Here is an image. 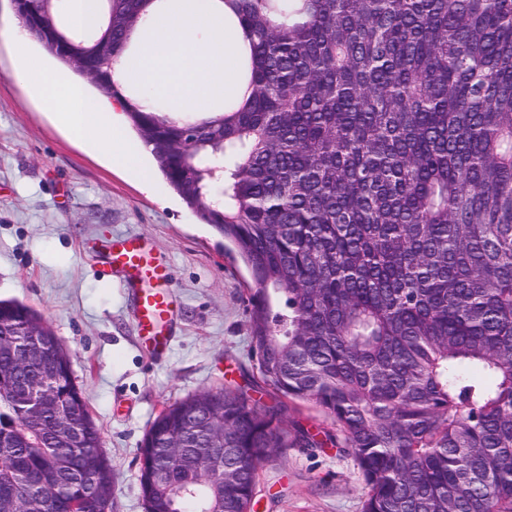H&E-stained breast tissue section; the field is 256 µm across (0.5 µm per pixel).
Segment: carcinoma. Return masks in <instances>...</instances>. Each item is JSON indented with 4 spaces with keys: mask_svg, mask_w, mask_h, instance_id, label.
<instances>
[{
    "mask_svg": "<svg viewBox=\"0 0 512 512\" xmlns=\"http://www.w3.org/2000/svg\"><path fill=\"white\" fill-rule=\"evenodd\" d=\"M103 2L85 31L26 0L27 31L121 103L245 264L259 384L334 421L295 441L352 453L363 512H512V0H224L250 42L248 96L196 120L145 112L113 79L152 0ZM30 328L41 355L23 364ZM0 333V512H108L114 475L69 355L11 300ZM46 375L75 408L65 427L11 395ZM221 423L222 489L199 467ZM285 446L273 406L180 400L142 443L145 512H249Z\"/></svg>",
    "mask_w": 512,
    "mask_h": 512,
    "instance_id": "obj_1",
    "label": "carcinoma"
}]
</instances>
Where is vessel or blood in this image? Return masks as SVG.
I'll list each match as a JSON object with an SVG mask.
<instances>
[{"instance_id":"vessel-or-blood-1","label":"vessel or blood","mask_w":512,"mask_h":512,"mask_svg":"<svg viewBox=\"0 0 512 512\" xmlns=\"http://www.w3.org/2000/svg\"><path fill=\"white\" fill-rule=\"evenodd\" d=\"M106 259L137 296V322L146 348L164 355L175 315L170 268L154 256L150 241L140 236L114 239L106 248Z\"/></svg>"}]
</instances>
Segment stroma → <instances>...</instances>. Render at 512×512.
<instances>
[{"label": "stroma", "mask_w": 512, "mask_h": 512, "mask_svg": "<svg viewBox=\"0 0 512 512\" xmlns=\"http://www.w3.org/2000/svg\"><path fill=\"white\" fill-rule=\"evenodd\" d=\"M21 27L13 0H0V300L34 309L68 351L114 471L110 512H145L140 446L156 416L200 391L255 394L249 273L162 175L144 185L59 126L15 75L3 35ZM123 235L148 238L172 271L175 332L160 357L105 263L106 243ZM280 418L288 433L333 427L310 401H283ZM365 496L339 448H281L259 469L254 512H362Z\"/></svg>", "instance_id": "stroma-1"}]
</instances>
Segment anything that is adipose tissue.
<instances>
[{
    "label": "adipose tissue",
    "instance_id": "obj_1",
    "mask_svg": "<svg viewBox=\"0 0 512 512\" xmlns=\"http://www.w3.org/2000/svg\"><path fill=\"white\" fill-rule=\"evenodd\" d=\"M19 79L30 82L46 110L53 113L75 138L98 149L112 165L147 176L146 148L132 144L113 114L116 103L70 85L50 72L38 57L21 54L16 70Z\"/></svg>",
    "mask_w": 512,
    "mask_h": 512
}]
</instances>
